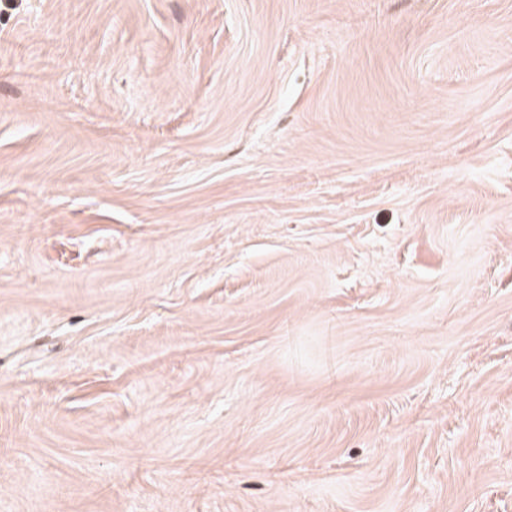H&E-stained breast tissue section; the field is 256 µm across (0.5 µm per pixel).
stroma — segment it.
I'll use <instances>...</instances> for the list:
<instances>
[{
    "instance_id": "stroma-1",
    "label": "stroma",
    "mask_w": 512,
    "mask_h": 512,
    "mask_svg": "<svg viewBox=\"0 0 512 512\" xmlns=\"http://www.w3.org/2000/svg\"><path fill=\"white\" fill-rule=\"evenodd\" d=\"M0 512H512V0H15Z\"/></svg>"
}]
</instances>
